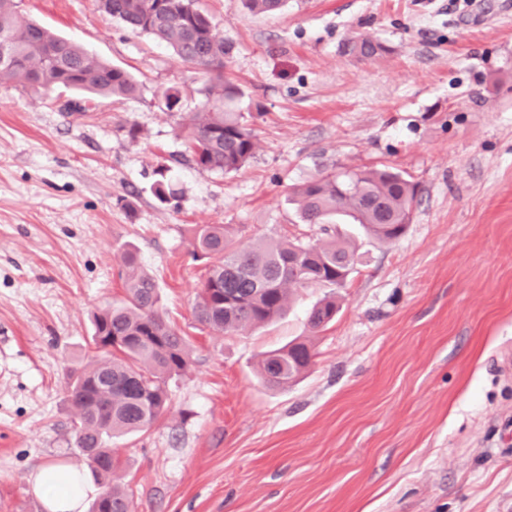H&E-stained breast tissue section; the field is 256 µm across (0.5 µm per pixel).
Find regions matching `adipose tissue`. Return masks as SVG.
Segmentation results:
<instances>
[{"instance_id": "obj_1", "label": "adipose tissue", "mask_w": 512, "mask_h": 512, "mask_svg": "<svg viewBox=\"0 0 512 512\" xmlns=\"http://www.w3.org/2000/svg\"><path fill=\"white\" fill-rule=\"evenodd\" d=\"M27 483L45 512H85L87 500L95 492L85 470L58 463L36 468Z\"/></svg>"}]
</instances>
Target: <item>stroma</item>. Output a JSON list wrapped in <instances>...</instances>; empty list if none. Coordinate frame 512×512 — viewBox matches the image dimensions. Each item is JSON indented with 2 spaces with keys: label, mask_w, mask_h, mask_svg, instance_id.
<instances>
[{
  "label": "stroma",
  "mask_w": 512,
  "mask_h": 512,
  "mask_svg": "<svg viewBox=\"0 0 512 512\" xmlns=\"http://www.w3.org/2000/svg\"><path fill=\"white\" fill-rule=\"evenodd\" d=\"M197 6L232 47L224 75L257 137L235 173L182 159V118L206 101L198 70L96 0L19 4L130 71L141 95L70 112L81 93L0 85V512H43L26 481L36 466H86L67 375L96 353L91 311L126 297L129 248L193 348L168 410L114 442L133 512H512V0ZM359 36L386 53L342 55ZM162 164L169 205L151 189ZM342 166L418 183L405 234L385 243L336 218L359 255L343 287L298 289L267 325H200L196 227L233 225L244 244L321 239L291 192ZM330 293L335 320L311 330ZM294 340L312 344L311 367L264 386L259 353Z\"/></svg>",
  "instance_id": "stroma-1"
}]
</instances>
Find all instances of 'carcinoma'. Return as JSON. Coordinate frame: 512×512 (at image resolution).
I'll list each match as a JSON object with an SVG mask.
<instances>
[{"mask_svg":"<svg viewBox=\"0 0 512 512\" xmlns=\"http://www.w3.org/2000/svg\"><path fill=\"white\" fill-rule=\"evenodd\" d=\"M100 11L133 32L170 47L177 59L208 77L207 102L185 124L191 161L204 170L238 172L254 158L257 139L246 117L232 108L240 89L224 79L231 51L195 0H97ZM251 12L274 13L287 0H245ZM386 51L370 38L345 44V53L368 60ZM0 83L49 95L65 88L90 100L134 99L140 85L125 69L90 53L36 22L23 21L17 0H0ZM349 186L336 174H321L296 187L292 202L306 224H329L342 216L381 242L397 239L395 229L411 221L418 185L388 168L346 169ZM154 194L162 203L176 199L165 169L156 171ZM193 255L215 259L194 305L196 320L219 333L269 323L281 317L292 290L336 285V263L355 264L357 253L336 236L315 244L271 239L255 245L236 240L230 224H202L193 237ZM126 299L93 314V342L103 356L73 375L68 401L75 415L76 447L103 492L92 512H129L132 494L115 480L120 460L112 438L151 426L169 403L167 379L190 365L186 336L158 310V288L135 252L122 254ZM336 316L327 297L308 315L313 330ZM315 353L293 342L263 354L260 375L271 388H286L312 364Z\"/></svg>","mask_w":512,"mask_h":512,"instance_id":"carcinoma-1","label":"carcinoma"}]
</instances>
